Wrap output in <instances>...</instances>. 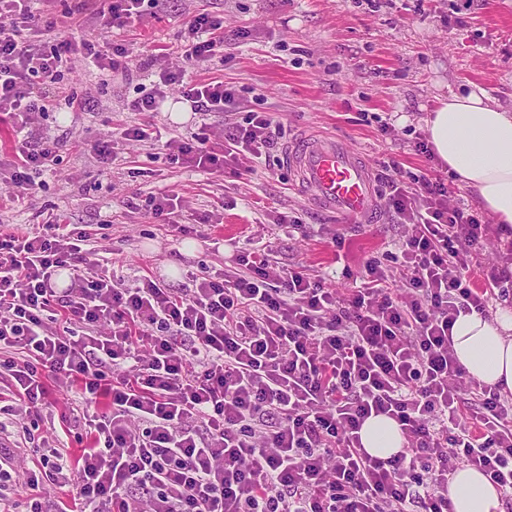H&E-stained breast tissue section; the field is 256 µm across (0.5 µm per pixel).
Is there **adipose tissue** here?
Instances as JSON below:
<instances>
[{
    "label": "adipose tissue",
    "mask_w": 512,
    "mask_h": 512,
    "mask_svg": "<svg viewBox=\"0 0 512 512\" xmlns=\"http://www.w3.org/2000/svg\"><path fill=\"white\" fill-rule=\"evenodd\" d=\"M434 152L495 223L512 226V111L492 103L485 88L471 83L450 92L426 120ZM454 354L477 382L512 394V308L489 317L459 314L452 327ZM362 446L374 458L401 452L398 424L385 416L367 419ZM452 512H504L499 491L478 470L458 468L448 484Z\"/></svg>",
    "instance_id": "adipose-tissue-1"
}]
</instances>
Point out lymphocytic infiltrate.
<instances>
[{
    "label": "lymphocytic infiltrate",
    "instance_id": "lymphocytic-infiltrate-1",
    "mask_svg": "<svg viewBox=\"0 0 512 512\" xmlns=\"http://www.w3.org/2000/svg\"><path fill=\"white\" fill-rule=\"evenodd\" d=\"M56 27L34 0H0V119L15 133L46 111L73 56L129 69L121 40L60 39ZM174 53L183 68H166ZM223 56V21L195 13L178 49L153 54V90L130 104L160 112L182 86L202 123L165 147L203 171L241 154L258 161L281 133L273 113L251 110L225 123L223 147L211 142L210 116L230 111L236 93L184 76ZM58 163L51 138L19 149L13 199L43 188ZM386 168L383 207L412 232L341 298L305 269L248 251L179 292L146 275L128 285L96 261L89 232L0 225V374L11 381L0 414L36 408L53 380L80 381L76 405L110 400L78 456L62 441L40 456L0 447V485L21 470L30 512H44L49 487L70 488L78 512H451L448 482L465 464L512 507V397L468 379L450 336L460 311L512 298V238L449 204L436 171L407 181L397 161ZM490 240L497 259L480 264ZM374 414L398 422L403 452H364L359 431Z\"/></svg>",
    "mask_w": 512,
    "mask_h": 512
}]
</instances>
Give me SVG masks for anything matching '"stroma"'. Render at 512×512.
Masks as SVG:
<instances>
[{
  "label": "stroma",
  "mask_w": 512,
  "mask_h": 512,
  "mask_svg": "<svg viewBox=\"0 0 512 512\" xmlns=\"http://www.w3.org/2000/svg\"><path fill=\"white\" fill-rule=\"evenodd\" d=\"M207 11L224 19V59L189 69L192 82L213 77L240 93V108L275 113L284 140L311 131L334 133L359 151L385 188L384 160L404 171L434 167L445 176L451 203L473 207L469 192L441 162L414 149L441 97L466 83L485 87L495 104L512 109V0H167L157 16L121 30L129 73L103 72L76 56L63 85L82 95L71 110L57 99L40 113L35 137L58 139L61 162L45 188L26 204L0 210V224H29L37 212L95 233L127 282L151 275L172 288L189 287L201 266L233 268L236 251L267 247L271 260L305 267L342 296L364 262L396 251L411 228L381 212L371 224H341L312 207L276 158L249 176L232 168L207 174L170 160L153 141L114 145L101 164L91 147L117 128L153 124L163 137L199 126L181 91L172 87L159 114L130 110L157 76L142 63L159 46L179 45L187 19ZM391 123L390 134L380 127ZM171 191L178 206L167 221L154 219L146 200ZM300 218L294 232L278 214ZM36 415L0 423V431L38 421L46 437L60 433L73 394L51 384Z\"/></svg>",
  "instance_id": "stroma-1"
}]
</instances>
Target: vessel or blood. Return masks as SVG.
<instances>
[{
	"mask_svg": "<svg viewBox=\"0 0 512 512\" xmlns=\"http://www.w3.org/2000/svg\"><path fill=\"white\" fill-rule=\"evenodd\" d=\"M296 189L339 223L359 224L379 200L369 169L355 150L337 138L312 135L290 142L283 153Z\"/></svg>",
	"mask_w": 512,
	"mask_h": 512,
	"instance_id": "1",
	"label": "vessel or blood"
}]
</instances>
